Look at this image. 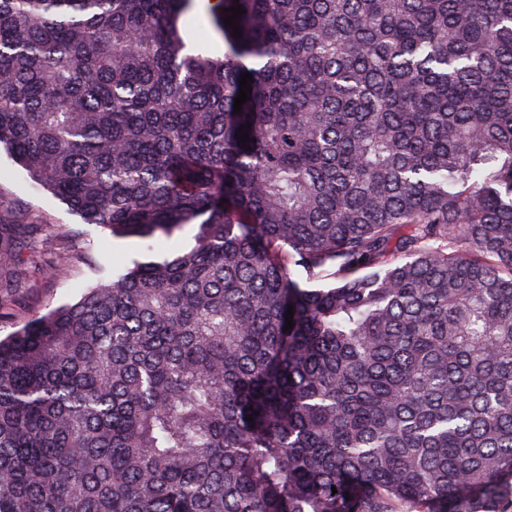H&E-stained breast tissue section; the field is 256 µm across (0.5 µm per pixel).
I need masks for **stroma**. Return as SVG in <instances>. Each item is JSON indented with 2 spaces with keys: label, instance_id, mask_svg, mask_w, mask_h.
<instances>
[{
  "label": "stroma",
  "instance_id": "35a3bbf8",
  "mask_svg": "<svg viewBox=\"0 0 512 512\" xmlns=\"http://www.w3.org/2000/svg\"><path fill=\"white\" fill-rule=\"evenodd\" d=\"M0 212L17 216L27 224H38L42 234L35 251H24V263L45 258L59 261L53 277L22 274L21 305L0 317V336H6L27 321L52 308L77 301L83 289L100 277L125 272L135 263L158 261L189 250L195 226H187L168 241H151L135 236H115L102 230L90 231L96 245L94 263L81 261L86 230L81 218L52 194L37 189L26 171L10 155L0 151Z\"/></svg>",
  "mask_w": 512,
  "mask_h": 512
}]
</instances>
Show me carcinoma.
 Returning <instances> with one entry per match:
<instances>
[{
    "label": "carcinoma",
    "instance_id": "obj_1",
    "mask_svg": "<svg viewBox=\"0 0 512 512\" xmlns=\"http://www.w3.org/2000/svg\"><path fill=\"white\" fill-rule=\"evenodd\" d=\"M195 2L0 0V146L197 226L0 340V512H512V0ZM199 3L203 7L182 19L186 35L193 42H196V40H208L213 43L214 55L223 56V39L215 33L210 25V18L207 12V1L204 0Z\"/></svg>",
    "mask_w": 512,
    "mask_h": 512
}]
</instances>
